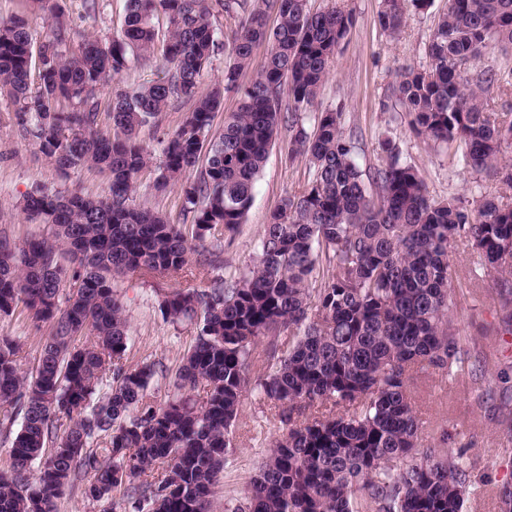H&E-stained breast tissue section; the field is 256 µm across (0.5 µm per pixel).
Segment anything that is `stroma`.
Wrapping results in <instances>:
<instances>
[{"instance_id":"35a3bbf8","label":"stroma","mask_w":512,"mask_h":512,"mask_svg":"<svg viewBox=\"0 0 512 512\" xmlns=\"http://www.w3.org/2000/svg\"><path fill=\"white\" fill-rule=\"evenodd\" d=\"M335 3L352 13L354 24L336 52L328 79L313 105L303 110V117L311 118L325 109L342 112L346 127L358 132L357 160L364 167L376 163L379 141L392 138L404 157L415 164L436 199L454 197L470 210L486 197L503 196L512 203V190L473 173L450 157L446 149L417 137L401 107L387 103L403 67H429L425 47L439 15L448 9V0H428L421 8L406 0L405 22L395 37L378 24L381 0H309L315 11ZM60 4L78 40L92 35L111 41L123 23L124 0H99L93 12L87 10L85 0H60ZM13 115L12 103L0 98V235L19 243L50 233L47 226L29 220L23 212L24 197L35 186L79 190L97 197L107 194L109 179L87 168L62 174L32 140L22 135ZM309 173L307 158L289 157L279 145L271 149L252 206L234 244L224 251L218 275L228 277L251 264L254 246L270 212L284 197L299 193ZM156 176L152 167L139 176L135 203L178 219L182 205L179 187L157 190ZM450 263L455 333L461 346L479 355L484 368L475 377L466 366L449 371L431 368L410 381L408 390L419 417L418 442L423 448L450 449L467 468L471 483L464 512H500L499 490L512 485V334L504 331L506 311L498 288L491 279H471L469 272L477 268L478 257L466 242L452 246ZM207 284L206 276L187 268L168 274H127L114 280L131 336L126 365L135 369L158 364L149 386L156 403H165L174 395L171 374L196 335L192 322L176 327L166 323L159 300L173 290ZM48 334L47 324L33 323L24 314L0 317V336L17 339L23 345L22 371H30L36 364ZM267 415L266 406L254 392H246L228 461L214 488L211 512H234L243 501L248 484L269 451L270 440L283 431L282 426L270 424ZM58 512L133 509L122 491L96 501L76 488L65 491L58 501Z\"/></svg>"}]
</instances>
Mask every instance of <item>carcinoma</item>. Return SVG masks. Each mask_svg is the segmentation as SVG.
Instances as JSON below:
<instances>
[{"label": "carcinoma", "instance_id": "cac0c4a2", "mask_svg": "<svg viewBox=\"0 0 512 512\" xmlns=\"http://www.w3.org/2000/svg\"><path fill=\"white\" fill-rule=\"evenodd\" d=\"M27 2L47 15V30L37 39L23 17L0 20V97L57 169L94 167L110 184L102 198L36 187L23 210L51 235L20 246L0 238V316L20 308L51 327L27 375L20 345L0 339V433L22 418L11 470L0 473V512H57L83 478L87 497L120 489L134 512H208L250 386L288 429L235 512H461L468 471L447 449L418 447L408 383L469 355L451 319L455 242L466 240L499 292L512 294V205L486 198L470 212L433 198L389 138L378 163L361 168L357 135L334 109L305 126L301 111L352 14L313 12L308 0H125L109 43L84 37L72 49L59 0ZM223 13L240 26L224 77L201 95L223 48ZM403 17V0H382L383 31L398 32ZM260 42L265 64L242 88L239 73ZM494 42L512 44V0H448L427 44L430 68H403L391 96L416 136L512 189V164L501 158L512 121L491 106L512 89V71L476 69ZM157 53L165 77L113 92L112 129L102 130L98 92ZM226 91L240 95L239 107L214 133ZM174 100L194 105L161 142L156 187L180 184V224L132 203L151 162L140 131L159 125ZM282 138L289 157L308 158L312 178L269 214L245 272L162 297L165 321L194 320L197 333L175 370L177 393L158 406L148 394L155 365L124 364L130 336L112 281L219 267ZM283 336L281 356L257 351ZM256 362L264 370L252 382Z\"/></svg>", "mask_w": 512, "mask_h": 512}]
</instances>
